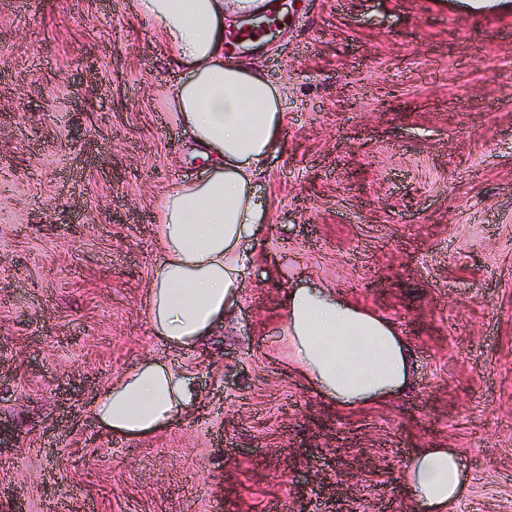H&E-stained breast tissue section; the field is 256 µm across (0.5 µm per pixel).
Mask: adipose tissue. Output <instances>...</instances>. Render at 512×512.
Here are the masks:
<instances>
[{"mask_svg": "<svg viewBox=\"0 0 512 512\" xmlns=\"http://www.w3.org/2000/svg\"><path fill=\"white\" fill-rule=\"evenodd\" d=\"M162 32L183 79L169 103L193 132L213 169L200 183L170 181L160 204L161 259L143 300L151 331L164 344L205 352L235 313L246 282L248 245L265 231L256 193L268 156L282 141V94L258 65L224 53V21L266 11V0H135ZM278 331L291 370L331 404L352 408L401 397L411 385L407 346L390 320L335 289L298 285L279 301ZM202 394L181 364L144 359L124 370L92 403L116 438H144L198 408ZM472 478L460 448H420L402 480L416 512H452Z\"/></svg>", "mask_w": 512, "mask_h": 512, "instance_id": "adipose-tissue-1", "label": "adipose tissue"}]
</instances>
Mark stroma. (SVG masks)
I'll list each match as a JSON object with an SVG mask.
<instances>
[{
	"mask_svg": "<svg viewBox=\"0 0 512 512\" xmlns=\"http://www.w3.org/2000/svg\"><path fill=\"white\" fill-rule=\"evenodd\" d=\"M243 52L283 90L268 227L205 355L142 298L159 200L203 176L166 105L181 69L134 0H0V512H413L415 449L462 448L456 512H512V0H274ZM327 285L392 319L403 398L332 405L288 368L278 302ZM161 357L198 411L145 439L90 403Z\"/></svg>",
	"mask_w": 512,
	"mask_h": 512,
	"instance_id": "stroma-1",
	"label": "stroma"
}]
</instances>
